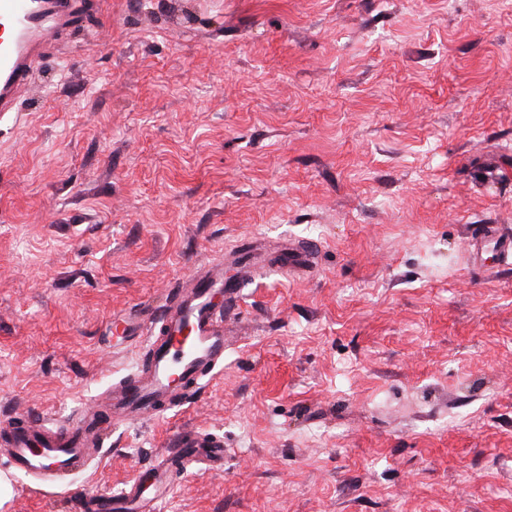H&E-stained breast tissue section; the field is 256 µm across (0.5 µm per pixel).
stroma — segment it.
Segmentation results:
<instances>
[{
	"mask_svg": "<svg viewBox=\"0 0 512 512\" xmlns=\"http://www.w3.org/2000/svg\"><path fill=\"white\" fill-rule=\"evenodd\" d=\"M0 115V421L64 423L134 374L131 310L227 251L268 262L224 361L116 424L81 512L181 435L224 441L161 512H512V0H102Z\"/></svg>",
	"mask_w": 512,
	"mask_h": 512,
	"instance_id": "obj_1",
	"label": "stroma"
}]
</instances>
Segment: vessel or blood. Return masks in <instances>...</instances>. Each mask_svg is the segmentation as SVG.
Returning a JSON list of instances; mask_svg holds the SVG:
<instances>
[{
	"label": "vessel or blood",
	"instance_id": "vessel-or-blood-1",
	"mask_svg": "<svg viewBox=\"0 0 512 512\" xmlns=\"http://www.w3.org/2000/svg\"><path fill=\"white\" fill-rule=\"evenodd\" d=\"M75 0H0V112H14L29 90L34 72L55 49L62 35L80 28ZM254 276L242 266L236 278L224 277L223 259L196 268L184 287L176 289L144 342L149 361L109 392L104 404L84 410L74 419L46 427L28 414L0 427V439L10 447L15 473L49 487L68 485L84 471L98 439L115 421L138 422L158 417L164 402L224 360V301L239 296ZM222 302H215V295ZM185 455L206 448L213 459L224 457L216 438H180ZM172 488L165 466L151 469L149 478L135 477L116 494L85 500L87 512H158L161 497L147 491L146 482Z\"/></svg>",
	"mask_w": 512,
	"mask_h": 512
}]
</instances>
